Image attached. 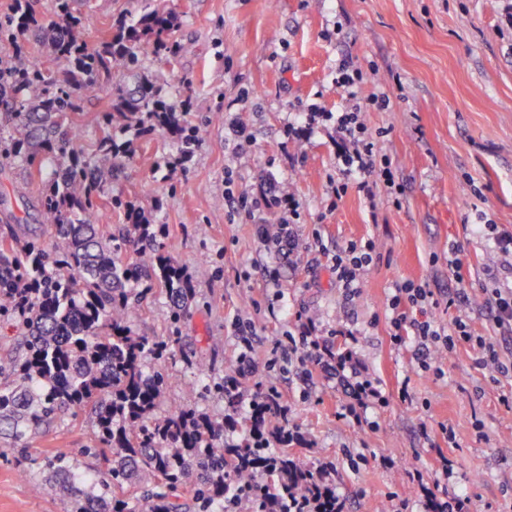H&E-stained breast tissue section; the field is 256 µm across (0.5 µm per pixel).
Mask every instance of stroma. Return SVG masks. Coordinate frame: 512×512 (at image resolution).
I'll return each instance as SVG.
<instances>
[{
	"label": "stroma",
	"mask_w": 512,
	"mask_h": 512,
	"mask_svg": "<svg viewBox=\"0 0 512 512\" xmlns=\"http://www.w3.org/2000/svg\"><path fill=\"white\" fill-rule=\"evenodd\" d=\"M89 32L140 11L143 4L171 5L175 66L149 65L147 75L189 99L188 119L199 129L192 157L176 168V145L160 134L136 140L113 194L148 205L165 225L161 243L192 278L196 297L181 324V347L209 365L220 381L235 364L234 318L251 323L254 367L250 392L276 385L288 417L306 437L298 454L315 464L332 460L333 483L347 512H398L401 500L425 512L423 486L437 498L456 493L469 512H512V377L475 363L465 345L420 370L412 349L398 350L385 318L396 283L411 280L435 293L464 286V309L474 335L512 360V333L496 328L486 300L491 284L512 287V266L497 255L476 223L512 231V18L503 0H93ZM350 56L366 74L361 97L386 93L390 107L363 114L376 134L379 154L392 162L404 188L401 206L374 185L376 209L349 190L331 205L337 140L333 125L298 144L283 130L301 123L311 106L335 111L342 102L336 62ZM232 116L251 136L240 150L224 141ZM287 183L299 206L295 230L304 243L292 263H280L264 242L278 214L234 211L226 194L253 197L270 182ZM38 184L0 164V223L20 218L22 236L44 227L26 218ZM372 242L378 256L362 288L346 299L329 265L349 242ZM459 246L464 281L448 270V247ZM278 268L277 284L267 271ZM315 319L323 336L350 330L355 357L377 379L386 404L368 409L371 428L345 418L349 402L336 376L301 367L288 356L294 315ZM183 361L173 362L167 406L206 411L221 419L224 400L191 391ZM409 399H400V386ZM452 426L448 443L440 424ZM87 412L33 432L26 446L0 438V512H67L68 500L42 469L44 457L93 443ZM455 463L450 484L435 485L439 455ZM393 467L380 465V458Z\"/></svg>",
	"instance_id": "stroma-1"
}]
</instances>
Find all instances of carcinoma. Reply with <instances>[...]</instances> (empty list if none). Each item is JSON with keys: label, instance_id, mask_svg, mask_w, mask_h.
<instances>
[{"label": "carcinoma", "instance_id": "1", "mask_svg": "<svg viewBox=\"0 0 512 512\" xmlns=\"http://www.w3.org/2000/svg\"><path fill=\"white\" fill-rule=\"evenodd\" d=\"M175 19L171 9L125 16L90 42L89 13L77 0H55L48 52L66 65L59 79L9 50L19 37L42 30L29 0H18L13 13L0 18V100L14 108L0 113V161L43 184L37 207L48 226L46 239L21 238L10 224L0 232V318L26 330L23 352L0 364V376H14L0 384V435L24 442L41 426L90 409L95 444L83 454L103 457L105 468L87 476L68 450L43 462L70 491L68 512H183L187 488L198 512H224V501L238 491L243 512H271L274 500L325 479V465H301L286 444L267 452L255 432L277 420L275 434L284 438L288 424L280 405L271 399L255 411L239 408L230 367L212 386L202 365L190 366L191 388L224 397V419L180 407L155 416L195 290L162 251L150 212L112 194V178L132 159L128 133L139 125L175 140L184 161L197 145L198 128L185 118L182 100L145 74L150 58L171 64L178 56L170 41ZM111 80L112 111L103 113L87 152L80 144L83 103L99 97ZM121 210L124 223L102 222ZM140 281L169 297L163 340L132 331L148 299V289L131 287ZM148 355L154 364L147 371ZM228 427L237 440L224 441ZM136 484L151 492L117 497Z\"/></svg>", "mask_w": 512, "mask_h": 512}]
</instances>
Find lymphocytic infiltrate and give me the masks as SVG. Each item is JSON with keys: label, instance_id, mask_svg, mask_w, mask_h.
<instances>
[{"label": "lymphocytic infiltrate", "instance_id": "obj_1", "mask_svg": "<svg viewBox=\"0 0 512 512\" xmlns=\"http://www.w3.org/2000/svg\"><path fill=\"white\" fill-rule=\"evenodd\" d=\"M363 79L362 69L352 58L345 56L339 59L336 65V86L344 94L345 105L336 114V131L342 140L338 153L341 178L333 186L332 196L334 200H342L348 190L354 188L362 192L366 199H374L370 181L376 178L383 182L392 204L397 206L401 203L402 189L394 180L390 160L378 159L376 143L362 119L366 105L359 98L358 87ZM259 205L274 207L282 212L283 218L277 232L265 236L264 241L275 250L279 258L290 259L298 248V240L292 229L297 209L291 196L272 185L262 193L260 200L253 201L245 196L237 199L238 208L248 212ZM372 251V245L351 243L332 257L331 270L345 297L351 299L359 293L363 276L373 261ZM464 300L465 295L461 292L442 302L426 286L411 281L397 284L388 301L387 320L391 343L399 347L407 339H414L417 360L422 365L426 364L432 351L451 352L458 346L473 344L480 352L476 359L478 366L493 369L502 375L512 373V367L501 360L492 344L487 343L483 337L472 336L466 315L453 316L445 325L439 324L428 315L429 310L443 305L457 307ZM289 351L296 355L300 365H318L345 379L350 397L345 415L356 424L366 423L368 407L373 401L382 400L383 395L375 379L363 376L352 353H333L326 341L313 336L312 325L308 322L303 323L299 339L290 344Z\"/></svg>", "mask_w": 512, "mask_h": 512}]
</instances>
